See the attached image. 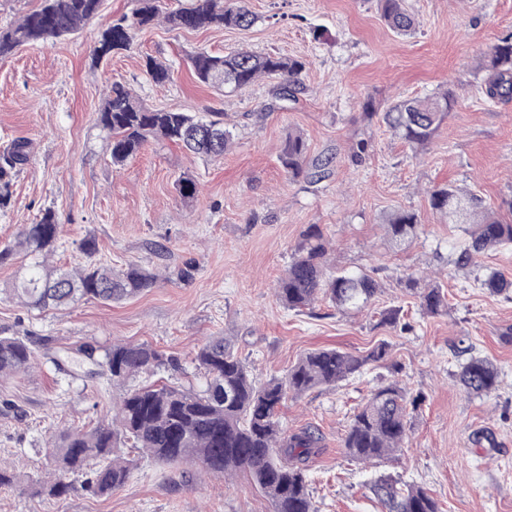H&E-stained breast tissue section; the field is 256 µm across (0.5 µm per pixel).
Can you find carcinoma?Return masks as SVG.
I'll return each instance as SVG.
<instances>
[{
    "label": "carcinoma",
    "instance_id": "obj_1",
    "mask_svg": "<svg viewBox=\"0 0 512 512\" xmlns=\"http://www.w3.org/2000/svg\"><path fill=\"white\" fill-rule=\"evenodd\" d=\"M102 0H41L40 6L19 22L0 30V58L37 43H50L78 33L99 11ZM381 17L398 36H410L416 22L406 0H380ZM164 20L172 28L246 29L255 16L243 0H190L186 7L168 9L163 0H140L133 17L112 21L102 32L96 53L127 50L136 33ZM196 79L205 85H224V92L242 91L259 80H276L277 94L295 96L305 62L275 54L234 51L223 55L198 51L189 57ZM145 68L154 84L166 85L170 67L152 57ZM487 72L480 86L491 102L512 99V42L502 41L491 48L480 63ZM457 103V94L447 89L436 96L399 100L385 110L383 120L392 132L406 142L421 147L430 143L441 122ZM99 124L110 143L112 163L119 164L138 153L151 140L180 146L202 157L224 155L233 133L224 125V113L198 115L177 109L151 108L128 86L114 82L99 109ZM27 140H14L0 152V209L9 206L11 183L17 169L30 158ZM308 144L297 133L285 138L280 161L293 180L324 177L326 160L314 168L307 163ZM177 190L185 201L197 194V183L190 176L178 180ZM432 210L455 224L469 218V239L455 258L461 269L473 266L481 254L512 245V220L506 221L481 210L477 195L453 184L429 194ZM385 235L402 243L417 235L419 220L408 210L394 211L382 219ZM61 219L56 211L44 209L33 221L22 226L18 238L0 247V264L22 250L32 258L13 295L26 306L45 309L69 305L79 299L118 303L156 287V270L135 262L120 267L90 262L64 270L50 267L43 259L57 248ZM328 241L317 225L309 226L294 247L291 261L278 279L277 299L289 310H303L322 297L342 311H359L377 294L379 285L366 273L328 272ZM478 287L491 294L512 288V281L500 273L475 277ZM418 282L409 277L405 288L416 290ZM418 291V290H416ZM420 307L437 315L445 307L438 285L418 291ZM389 346L380 343L367 355L357 356L336 349L308 353L288 374L259 382L248 363L239 357L224 337H214L196 352L195 361L206 376L199 392L181 386L148 384L127 386L136 376L167 364L178 368V361L148 343H114L97 352L92 345L80 346L65 358H55L58 369L74 379L86 373L84 366L97 367L96 374L125 392L112 415V422L89 431L62 433L52 446L57 470L85 472L82 489L105 497L124 485L134 464L115 453L128 444L163 465H199L207 473L224 476L243 472L265 494L272 512H315L308 490L307 467L319 451V437L306 429L291 434L279 425L278 412L291 394L298 395L319 386H334L361 373L365 367L385 365ZM33 364L30 347L15 336H0V377L28 371ZM499 371L486 358L472 356L462 367L460 382L469 395L489 396L498 387ZM407 397L396 384L375 390L354 414L342 440L346 454L357 462L382 461L399 452L407 435ZM74 491L71 483L58 477L42 482L34 493L62 498ZM373 492L384 503L386 512H440L437 501L423 488L401 487L397 482L378 479Z\"/></svg>",
    "mask_w": 512,
    "mask_h": 512
}]
</instances>
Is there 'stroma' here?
Returning a JSON list of instances; mask_svg holds the SVG:
<instances>
[{
    "mask_svg": "<svg viewBox=\"0 0 512 512\" xmlns=\"http://www.w3.org/2000/svg\"><path fill=\"white\" fill-rule=\"evenodd\" d=\"M256 15L249 29L174 30L165 23L139 32L130 49L98 57L112 19L138 0H104L74 36L25 47L0 58V148L32 142L30 161L0 210V244L50 208L62 218L50 265L95 260L137 262L161 275L138 297L105 304L84 300L66 310H33L11 293L30 259L0 265V336L23 339L34 353L29 371L0 380V464L21 473L23 486L0 489V512H271L268 499L242 474L213 476L195 465L163 466L137 456L131 479L107 497L82 490V475L63 498L33 495L32 482L55 477L46 448L67 429L110 419L121 388L99 378L68 383L55 355L89 343H148L177 358L176 382L202 390L195 352L221 336L246 357L261 382L284 376L306 353L333 348L366 354L388 343L391 363L370 366L333 387L288 399L279 419L286 432L321 438L308 467L316 512H385L370 490L389 474L425 488L441 512H512V291L491 294L453 264L468 227L430 209L429 189L453 184L495 210L512 198V100L489 102L478 88V64L490 47L512 37V0H407L416 32L402 38L380 18L376 0H245ZM279 53L305 60L296 99L274 95L263 80L226 95L199 84L190 56L205 50ZM166 62L172 79L156 86L145 57ZM119 81L153 108L223 113L234 130L224 156L204 159L153 141L121 165L110 157L98 123L104 94ZM454 88L458 101L433 140L416 149L363 105ZM307 141L309 159H328L325 178L289 179L279 160L288 132ZM361 159H353L358 142ZM192 176L199 192L183 202L176 190ZM414 211L416 238L396 247L380 224L387 212ZM331 243L329 263L366 272L379 284L371 303L343 312L324 301L295 312L274 288L308 225ZM437 283L446 309L423 314L403 281ZM402 310L385 326V310ZM500 372L490 396H466L458 375L461 346ZM394 383L416 396L400 453L377 465L347 460L342 438L361 404Z\"/></svg>",
    "mask_w": 512,
    "mask_h": 512,
    "instance_id": "35a3bbf8",
    "label": "stroma"
}]
</instances>
